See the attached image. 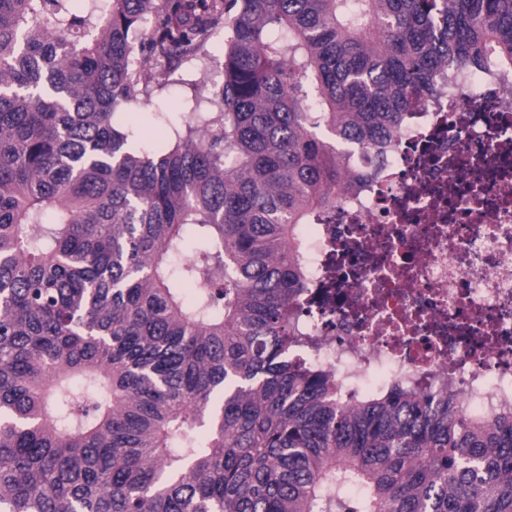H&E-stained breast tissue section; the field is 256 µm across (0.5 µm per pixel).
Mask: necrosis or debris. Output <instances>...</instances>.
I'll list each match as a JSON object with an SVG mask.
<instances>
[{"label": "necrosis or debris", "mask_w": 512, "mask_h": 512, "mask_svg": "<svg viewBox=\"0 0 512 512\" xmlns=\"http://www.w3.org/2000/svg\"><path fill=\"white\" fill-rule=\"evenodd\" d=\"M381 165L307 226L296 327L347 392H446L512 411V68L460 66L410 112Z\"/></svg>", "instance_id": "1"}]
</instances>
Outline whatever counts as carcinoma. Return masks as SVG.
<instances>
[{"instance_id": "1", "label": "carcinoma", "mask_w": 512, "mask_h": 512, "mask_svg": "<svg viewBox=\"0 0 512 512\" xmlns=\"http://www.w3.org/2000/svg\"><path fill=\"white\" fill-rule=\"evenodd\" d=\"M225 27L213 111L133 150ZM492 56L512 0H0V512H512L511 412L288 358L346 150ZM224 82V35L213 41L207 55L196 65L169 66L162 62L153 69L150 97L140 102L118 107L115 122L129 135V142L136 148L153 151L161 136L167 131L168 116L177 112H189L185 105L195 93L200 102L199 112L211 108L209 98L219 92ZM161 87V88H160ZM136 113L133 120L127 113ZM163 113V114H160Z\"/></svg>"}]
</instances>
